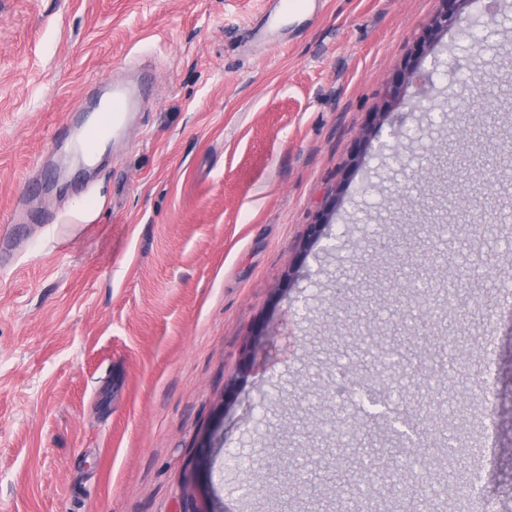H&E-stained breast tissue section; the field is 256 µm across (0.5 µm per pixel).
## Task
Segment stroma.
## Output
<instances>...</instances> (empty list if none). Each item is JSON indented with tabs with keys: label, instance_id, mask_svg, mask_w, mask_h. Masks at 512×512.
Returning <instances> with one entry per match:
<instances>
[{
	"label": "stroma",
	"instance_id": "35a3bbf8",
	"mask_svg": "<svg viewBox=\"0 0 512 512\" xmlns=\"http://www.w3.org/2000/svg\"><path fill=\"white\" fill-rule=\"evenodd\" d=\"M443 7L314 0L255 42L266 0H0V512H346L403 450L380 403L345 463L315 430L378 373L363 336L413 361L399 410L437 450L408 483L459 512L476 473L471 512H512V54L444 69L442 110L406 95L403 137L372 119L410 56H467L453 30L417 52ZM142 68L151 96L70 163L82 95ZM331 203L344 246L306 245ZM432 310L469 364L416 359Z\"/></svg>",
	"mask_w": 512,
	"mask_h": 512
}]
</instances>
